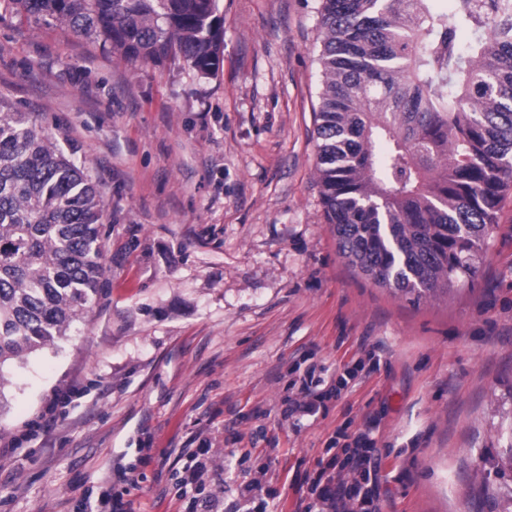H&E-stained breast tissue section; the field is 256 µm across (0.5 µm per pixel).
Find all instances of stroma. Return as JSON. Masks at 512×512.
Segmentation results:
<instances>
[{
	"mask_svg": "<svg viewBox=\"0 0 512 512\" xmlns=\"http://www.w3.org/2000/svg\"><path fill=\"white\" fill-rule=\"evenodd\" d=\"M224 57L129 62L0 0V99L67 130L97 178L103 292L87 323L0 370V512L98 504L140 475L143 512H182L176 474L224 508L267 467L298 512L326 448L372 427L380 512H512V189L473 284L411 304L350 268L316 176L320 0H216ZM357 369L316 416L283 419L308 366ZM79 391L17 447L54 395ZM210 451L211 447L206 444L204 447L195 448L189 453L188 461L190 463L183 467V471L179 472L177 478L184 487H192L198 482L207 468L208 461H210Z\"/></svg>",
	"mask_w": 512,
	"mask_h": 512,
	"instance_id": "1",
	"label": "stroma"
}]
</instances>
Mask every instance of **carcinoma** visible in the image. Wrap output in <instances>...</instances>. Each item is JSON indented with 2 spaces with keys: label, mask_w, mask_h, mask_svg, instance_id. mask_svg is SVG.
<instances>
[{
  "label": "carcinoma",
  "mask_w": 512,
  "mask_h": 512,
  "mask_svg": "<svg viewBox=\"0 0 512 512\" xmlns=\"http://www.w3.org/2000/svg\"><path fill=\"white\" fill-rule=\"evenodd\" d=\"M132 62L224 54L216 0H9ZM316 167L338 253L412 304L470 283L512 185V0H320ZM0 103L4 365L87 321L101 292L96 179Z\"/></svg>",
  "instance_id": "cac0c4a2"
}]
</instances>
